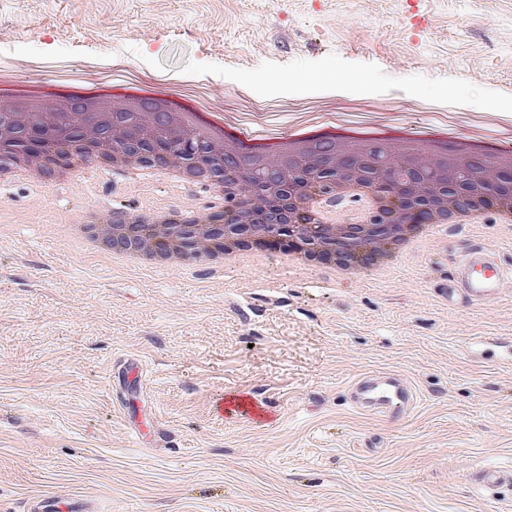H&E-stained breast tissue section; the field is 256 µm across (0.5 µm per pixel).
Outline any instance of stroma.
Listing matches in <instances>:
<instances>
[{"label":"stroma","mask_w":512,"mask_h":512,"mask_svg":"<svg viewBox=\"0 0 512 512\" xmlns=\"http://www.w3.org/2000/svg\"><path fill=\"white\" fill-rule=\"evenodd\" d=\"M0 79L58 92L118 79L265 135L343 124L512 137V0H0ZM0 208V512L39 494L103 512H512V280L454 309L434 287L479 244L512 261L484 211L382 278L330 282L276 257L212 272L113 267L51 225L204 194L102 171L38 177ZM143 384L126 382L127 361ZM394 370L418 391L394 420L352 409L350 380ZM236 392L258 422L217 410ZM130 413L161 429L133 438ZM474 477L487 486H508L512 487V469L498 466L484 465L478 469Z\"/></svg>","instance_id":"1"}]
</instances>
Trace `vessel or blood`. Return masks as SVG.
<instances>
[{
	"mask_svg": "<svg viewBox=\"0 0 512 512\" xmlns=\"http://www.w3.org/2000/svg\"><path fill=\"white\" fill-rule=\"evenodd\" d=\"M512 277V266L488 258L481 247L464 251L454 262L448 279L437 283L438 295L448 305L466 308L495 299L502 291L504 278ZM352 407L365 415L379 418L405 417L417 404L413 385L394 371H375L363 375L348 386ZM474 477L487 486L512 487V469L486 465ZM28 512H90L83 500L60 495H38L28 499Z\"/></svg>",
	"mask_w": 512,
	"mask_h": 512,
	"instance_id": "vessel-or-blood-1",
	"label": "vessel or blood"
}]
</instances>
